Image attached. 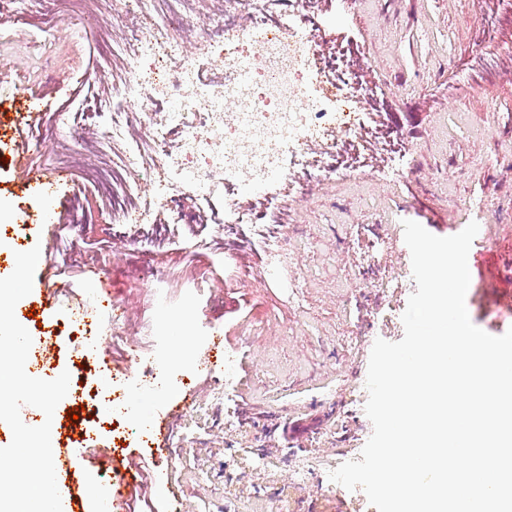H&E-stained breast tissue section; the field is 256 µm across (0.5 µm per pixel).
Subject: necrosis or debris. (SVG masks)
Returning a JSON list of instances; mask_svg holds the SVG:
<instances>
[{"label": "necrosis or debris", "mask_w": 512, "mask_h": 512, "mask_svg": "<svg viewBox=\"0 0 512 512\" xmlns=\"http://www.w3.org/2000/svg\"><path fill=\"white\" fill-rule=\"evenodd\" d=\"M268 0H225L203 59L188 57L165 28L188 18L186 0H154V17L125 8L128 62L117 109L141 115L144 147L126 156L149 175L156 205L177 213L179 186L203 187L219 200L218 223L253 224L257 215L228 192L286 174L288 167L329 175L323 157L361 148L367 126L345 116L357 74L341 56L316 49L304 23L313 0H291V12L270 20Z\"/></svg>", "instance_id": "obj_1"}]
</instances>
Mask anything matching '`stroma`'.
<instances>
[{
    "mask_svg": "<svg viewBox=\"0 0 512 512\" xmlns=\"http://www.w3.org/2000/svg\"><path fill=\"white\" fill-rule=\"evenodd\" d=\"M317 42L354 48L367 88L353 109L370 115L369 136L387 132L393 148L371 144L373 169L360 186L351 178L302 183L281 178L241 195L263 209L277 201L276 223L225 233L182 190L180 214L155 209V223L116 219L112 199L143 188L127 168L136 144L127 113L112 108L127 51L109 39L123 17L100 18L89 0H9L10 22L27 53L12 83L0 86V141L14 139L24 95L48 93L54 103L27 134L28 165L69 168L61 190L68 216L43 262L59 271L60 317L51 323L64 364L87 361V387L108 382L136 393L144 367L158 386L138 414L148 423L170 401L191 393L159 457L141 433L115 439L110 427L82 422L74 447L105 444L149 472V489L131 512H234L230 496L255 501L260 512H377L365 493L327 490L320 475L289 486L301 456L345 457L362 450L373 427L364 412L366 376L376 339H402V314L416 290L402 223L412 220L446 237L478 221L469 254L466 307L471 321L498 336L512 328V14L504 0H319ZM80 18L71 36H53L56 22ZM126 126L123 135L113 125ZM396 166L394 180L379 173ZM485 200L481 217L466 203ZM39 203L23 188L14 162L0 161V210L10 225L27 223ZM281 240L278 257L260 241ZM104 283L119 319L101 315L108 352L141 348L140 365L113 374L87 358L86 340L70 335L65 313ZM189 332L186 352L179 335ZM235 360L233 386L198 365L213 336ZM254 448L269 473L225 485L227 457Z\"/></svg>",
    "mask_w": 512,
    "mask_h": 512,
    "instance_id": "1",
    "label": "stroma"
}]
</instances>
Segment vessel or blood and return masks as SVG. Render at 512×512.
Instances as JSON below:
<instances>
[{
    "instance_id": "vessel-or-blood-1",
    "label": "vessel or blood",
    "mask_w": 512,
    "mask_h": 512,
    "mask_svg": "<svg viewBox=\"0 0 512 512\" xmlns=\"http://www.w3.org/2000/svg\"><path fill=\"white\" fill-rule=\"evenodd\" d=\"M52 106L48 96L42 95L32 99L31 109L16 115L19 128H31L39 121L42 112ZM23 186L26 190L36 193L42 200V208L37 212L28 225L29 235L48 241L54 235L56 225L62 220L65 207L57 196V189L67 184L68 173L63 168H53L33 172L23 170ZM38 279L41 287L37 299L41 312L45 318H53L55 314L56 299L60 293L58 271L42 267L38 270ZM113 303L104 292H97L92 300H86L72 306L68 310L70 318L77 322L93 320L105 309H112ZM53 461L57 480L63 481L60 491L62 499V512H80L81 501L93 497L94 491L81 482L82 465H90L98 470L112 473L113 481L110 485L108 508L110 512H122L123 505L129 496L137 493L141 486V474L138 467L126 458H116L112 449L87 448L83 453H76L74 449L63 444L60 435L51 437Z\"/></svg>"
}]
</instances>
